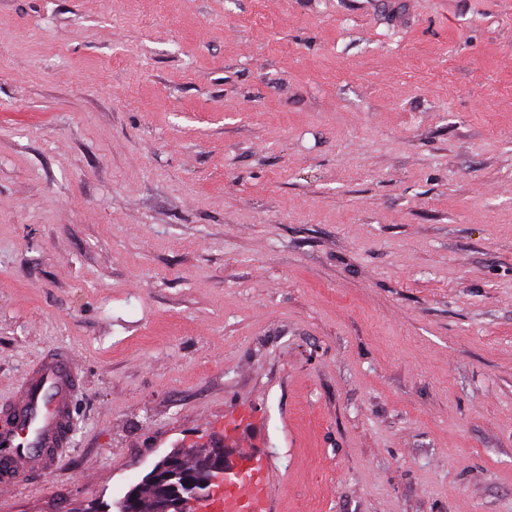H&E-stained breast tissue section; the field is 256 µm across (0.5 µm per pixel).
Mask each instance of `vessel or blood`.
<instances>
[{
    "instance_id": "obj_1",
    "label": "vessel or blood",
    "mask_w": 512,
    "mask_h": 512,
    "mask_svg": "<svg viewBox=\"0 0 512 512\" xmlns=\"http://www.w3.org/2000/svg\"><path fill=\"white\" fill-rule=\"evenodd\" d=\"M82 381L65 350L44 355L25 372L17 397L0 407L1 493L59 467L71 439ZM240 460V470L227 480L223 512H272L266 460L253 452L241 453Z\"/></svg>"
}]
</instances>
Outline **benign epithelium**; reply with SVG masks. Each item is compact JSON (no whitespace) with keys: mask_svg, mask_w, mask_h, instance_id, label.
Instances as JSON below:
<instances>
[{"mask_svg":"<svg viewBox=\"0 0 512 512\" xmlns=\"http://www.w3.org/2000/svg\"><path fill=\"white\" fill-rule=\"evenodd\" d=\"M233 446L224 438L178 449L161 459L124 501L122 512H202L239 469Z\"/></svg>","mask_w":512,"mask_h":512,"instance_id":"1","label":"benign epithelium"}]
</instances>
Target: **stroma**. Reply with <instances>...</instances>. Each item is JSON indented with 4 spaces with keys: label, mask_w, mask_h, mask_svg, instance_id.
Segmentation results:
<instances>
[{
    "label": "stroma",
    "mask_w": 512,
    "mask_h": 512,
    "mask_svg": "<svg viewBox=\"0 0 512 512\" xmlns=\"http://www.w3.org/2000/svg\"><path fill=\"white\" fill-rule=\"evenodd\" d=\"M0 512L234 436L276 512H512V0H0ZM83 376L67 350L48 353L23 375L17 397L0 408V492L54 472L75 423Z\"/></svg>",
    "instance_id": "obj_1"
}]
</instances>
